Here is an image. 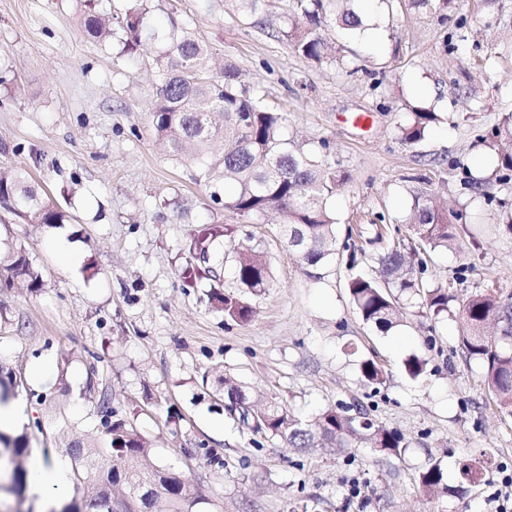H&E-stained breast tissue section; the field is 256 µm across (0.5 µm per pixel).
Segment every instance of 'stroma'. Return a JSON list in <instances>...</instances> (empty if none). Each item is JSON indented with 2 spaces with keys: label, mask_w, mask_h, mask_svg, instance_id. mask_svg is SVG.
Segmentation results:
<instances>
[{
  "label": "stroma",
  "mask_w": 512,
  "mask_h": 512,
  "mask_svg": "<svg viewBox=\"0 0 512 512\" xmlns=\"http://www.w3.org/2000/svg\"><path fill=\"white\" fill-rule=\"evenodd\" d=\"M144 4L146 26L186 28L263 87L298 144L331 143L347 177L331 202L339 243L363 246L377 214L401 222L420 175L449 205L468 204L476 222L497 221L463 175L487 174L475 132L512 113V0L424 9L398 0L395 14L375 10L376 35L351 76L289 47L286 0L256 26L229 0ZM462 15L469 40L452 54L448 33ZM81 21L78 0H0V169H29L78 244L77 258H65L50 226L16 223L0 208V247L24 249L44 283L32 293L0 289V366L23 382L17 433L35 451L105 447L93 435L105 390L115 409H139L136 425L158 462L201 496L196 512H496L492 495L512 474V415L489 405L479 364L459 350L457 319L430 321L413 301L402 326L378 332L351 303L347 260L313 281L276 218L242 220L214 204L223 181H196V164L172 156L150 124L163 42L126 54L118 38L85 35ZM406 99L439 115L417 148L400 139ZM206 223L240 224L270 259L273 286L252 298L248 322L213 311L208 282L182 286L184 243ZM427 277L460 299L478 287L510 294L512 237L486 234L463 252L434 253ZM414 355L428 360L416 379L404 367ZM366 360L384 368L382 383L363 380ZM42 367L46 377H36ZM222 371L304 419L360 403L407 448L399 457L365 441L298 451L243 430L202 382ZM435 463L443 487L428 497L419 476ZM466 463L482 466L477 483L462 479Z\"/></svg>",
  "instance_id": "obj_1"
}]
</instances>
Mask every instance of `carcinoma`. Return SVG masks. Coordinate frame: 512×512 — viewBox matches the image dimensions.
I'll list each match as a JSON object with an SVG mask.
<instances>
[{
	"label": "carcinoma",
	"instance_id": "obj_1",
	"mask_svg": "<svg viewBox=\"0 0 512 512\" xmlns=\"http://www.w3.org/2000/svg\"><path fill=\"white\" fill-rule=\"evenodd\" d=\"M83 5L84 24L93 36L105 39L114 29L123 32V50L141 45L143 33L142 0H135L125 15L111 26L108 18L95 14L88 0ZM239 13L258 19L269 7V0H232ZM287 32L293 51L316 63H334L337 47L321 34L334 27L342 35L355 38L365 30L364 15L356 0H343L331 8L330 0H289ZM467 18L460 17L448 32V52L458 51L468 40ZM165 49L156 61L158 82L154 87L150 123L157 138L176 156H187L200 165L199 175L224 179V194L211 199L224 209L249 220L270 213L283 217L280 232L301 262L311 269L317 281L336 266V217L329 199L344 176L332 160L333 147L323 139L311 151L301 149L285 132L283 111L271 107L255 85L241 79L239 67L226 61L215 65L212 53L191 34L176 26L163 36ZM408 122L401 127V141L415 146L425 139L429 127L438 120L434 110L423 103L404 102ZM480 144L489 148L493 169L486 178L466 177L464 185L485 204L500 209L505 229L512 235V210L505 200L491 196L485 184L512 182V114L490 130L477 134ZM420 186L412 189L410 213L404 220L407 235L376 234L372 251L360 249L378 271L377 276L355 274L347 281L349 295L362 320L387 333L403 322L401 297L414 296L428 316L440 321L452 313L454 296L448 288L426 278L427 257L440 249L462 251L454 226L467 216V206L441 207L433 201L431 180L415 176ZM0 207L9 210L18 224H62L65 214L43 197L25 169L0 170ZM189 254L208 257L216 264L233 262L232 283L211 287L207 294L211 308L233 322L251 320L252 296L264 294L272 286V271L261 244L236 224H215L190 239ZM213 268L201 270L187 265L182 272L187 287L211 277ZM43 285L40 270L21 248L0 253V288L37 290ZM459 344L466 360L483 368V383L497 409L512 415V294L503 296L490 288L476 290L462 303ZM361 374L368 383L383 381V368L367 360ZM224 391L228 417L242 426L254 423L252 430L280 437L291 448L302 450L318 444L345 448L349 439L359 437L380 452L398 456L406 447L402 434L379 426L360 404L336 410L328 408L311 420H301L279 405L251 404L246 386L230 373L216 379ZM101 435L106 448H67L70 483L79 497L61 512H195L200 497L172 468L158 464L150 442L136 427L139 410L122 415L112 409V400L103 397ZM0 461L30 452L26 437L15 439L0 433ZM27 471L16 468L3 490L22 496ZM443 482L439 465L420 475L423 490L432 494Z\"/></svg>",
	"mask_w": 512,
	"mask_h": 512
}]
</instances>
